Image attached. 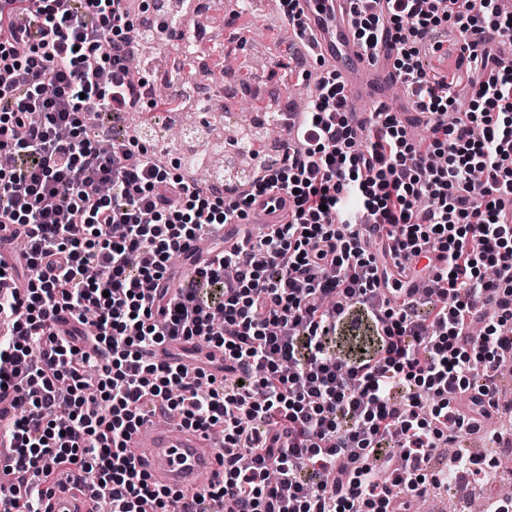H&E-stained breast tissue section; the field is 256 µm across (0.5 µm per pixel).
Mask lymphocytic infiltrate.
Listing matches in <instances>:
<instances>
[{
    "mask_svg": "<svg viewBox=\"0 0 512 512\" xmlns=\"http://www.w3.org/2000/svg\"><path fill=\"white\" fill-rule=\"evenodd\" d=\"M130 0H0V225L23 242L0 292V385L10 427L0 512H41L45 493L78 477L91 512H408L429 486L468 464L462 432L498 412V376L512 357V11L496 0H351L367 49L394 36L393 67L419 104L428 139L378 110L364 127L344 112L335 72L322 73L300 116L298 144L233 197L204 193L148 141L117 138L135 89L127 76L143 20ZM459 37L454 70L429 72L422 48ZM471 107L443 120L461 77ZM287 195L291 216L228 253L189 258L183 243L245 220L257 197ZM436 257L434 285L398 303L385 294L419 257ZM100 353L80 348L86 312ZM372 323V353L330 347L351 312ZM69 313L68 335L51 319ZM205 341L235 365L215 379L187 349ZM221 432L224 476L181 499L139 470L135 435L157 408ZM447 470L428 475L439 447Z\"/></svg>",
    "mask_w": 512,
    "mask_h": 512,
    "instance_id": "1",
    "label": "lymphocytic infiltrate"
}]
</instances>
